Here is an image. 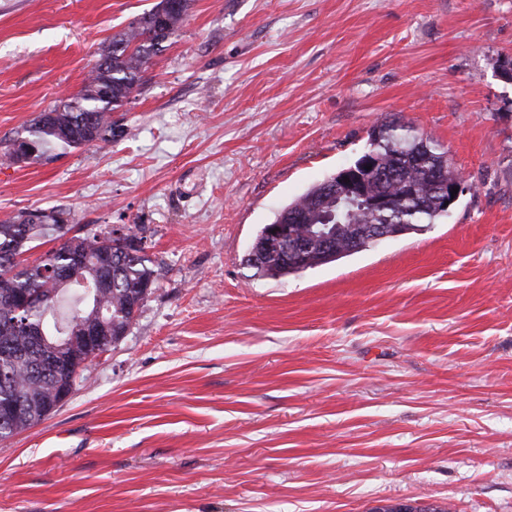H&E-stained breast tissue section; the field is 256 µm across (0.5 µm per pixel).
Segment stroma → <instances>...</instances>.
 Instances as JSON below:
<instances>
[{
  "label": "stroma",
  "mask_w": 512,
  "mask_h": 512,
  "mask_svg": "<svg viewBox=\"0 0 512 512\" xmlns=\"http://www.w3.org/2000/svg\"><path fill=\"white\" fill-rule=\"evenodd\" d=\"M156 0H0V139ZM512 0H194L113 118L19 166L0 220L135 226L127 334L0 442V512H512ZM397 120L468 190L447 219L285 278L264 224Z\"/></svg>",
  "instance_id": "1"
}]
</instances>
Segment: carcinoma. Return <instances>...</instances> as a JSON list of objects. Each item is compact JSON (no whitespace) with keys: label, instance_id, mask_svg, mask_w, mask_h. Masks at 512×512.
<instances>
[{"label":"carcinoma","instance_id":"cac0c4a2","mask_svg":"<svg viewBox=\"0 0 512 512\" xmlns=\"http://www.w3.org/2000/svg\"><path fill=\"white\" fill-rule=\"evenodd\" d=\"M191 6L192 0H158L128 29L114 35L81 90L39 113L12 137L1 139L0 159L39 162L112 140L119 130L112 113L128 102L150 59L162 50L169 34L180 28ZM368 142L366 153L375 156L379 168L396 174L394 180L383 184L377 179L371 182L372 187L393 197V207L376 211L360 198L337 203L336 177L331 175L275 214L273 223L288 225V241L255 257L247 255L246 264L254 276L288 277L358 253L377 242L366 233L370 227L383 235L417 233L446 218L428 170L439 168L447 180L460 175L437 140L391 121L380 124L378 130L371 129ZM23 147L29 152L21 155L18 150ZM295 214L303 215L305 223H293ZM310 224L336 236L334 252L296 250ZM70 231L67 213L57 209H35L0 221V408L20 407L15 413H0V441L49 416L61 381L51 361H69L78 378L88 360L109 350L107 345L66 333L68 325L78 321L95 326L107 316L112 339L117 342L129 330L136 309L152 294L154 270L142 255L136 236L114 239L110 231L71 236ZM47 242L54 247L34 261L20 259ZM78 257L82 267L73 285L82 289L86 305L68 322L52 325L47 313L69 285L59 284L50 270L68 266ZM32 293L41 298V304L26 303Z\"/></svg>","mask_w":512,"mask_h":512}]
</instances>
